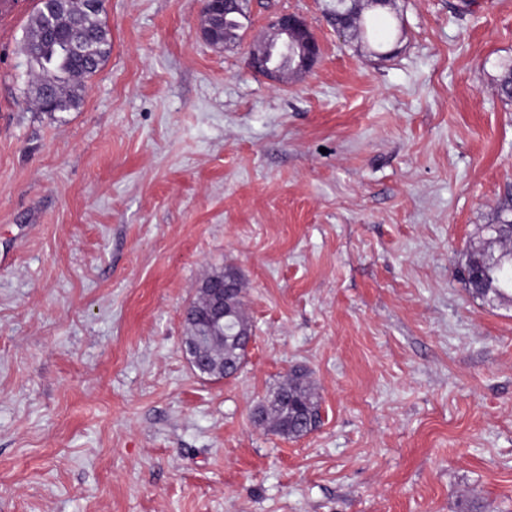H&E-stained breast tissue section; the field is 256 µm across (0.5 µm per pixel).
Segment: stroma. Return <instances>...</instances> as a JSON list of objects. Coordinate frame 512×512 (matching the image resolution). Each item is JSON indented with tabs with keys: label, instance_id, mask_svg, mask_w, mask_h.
Returning a JSON list of instances; mask_svg holds the SVG:
<instances>
[{
	"label": "stroma",
	"instance_id": "1",
	"mask_svg": "<svg viewBox=\"0 0 512 512\" xmlns=\"http://www.w3.org/2000/svg\"><path fill=\"white\" fill-rule=\"evenodd\" d=\"M0 19V512H512V306L455 270L512 199V0H395L376 56L335 0H106L75 112L27 101L33 0ZM274 12L321 45L256 76ZM233 269L253 340L200 376L184 309ZM302 368L320 422L254 408ZM249 65L252 70L268 79L280 80L283 70L274 63L272 57L268 54L257 55L252 53L249 56Z\"/></svg>",
	"mask_w": 512,
	"mask_h": 512
}]
</instances>
